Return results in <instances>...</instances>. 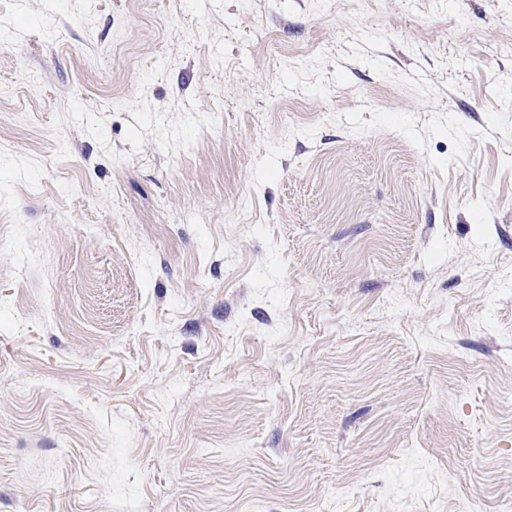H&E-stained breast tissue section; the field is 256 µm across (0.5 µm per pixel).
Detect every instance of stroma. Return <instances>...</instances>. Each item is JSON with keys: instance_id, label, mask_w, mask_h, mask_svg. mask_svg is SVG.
Masks as SVG:
<instances>
[{"instance_id": "1", "label": "stroma", "mask_w": 512, "mask_h": 512, "mask_svg": "<svg viewBox=\"0 0 512 512\" xmlns=\"http://www.w3.org/2000/svg\"><path fill=\"white\" fill-rule=\"evenodd\" d=\"M0 238V512L512 507V0H0Z\"/></svg>"}]
</instances>
